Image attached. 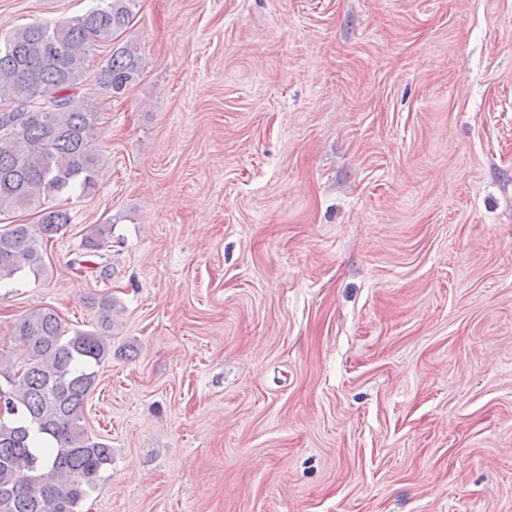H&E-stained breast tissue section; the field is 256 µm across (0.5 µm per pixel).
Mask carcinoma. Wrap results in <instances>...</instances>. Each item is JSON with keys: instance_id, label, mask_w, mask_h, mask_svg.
Listing matches in <instances>:
<instances>
[{"instance_id": "1", "label": "carcinoma", "mask_w": 512, "mask_h": 512, "mask_svg": "<svg viewBox=\"0 0 512 512\" xmlns=\"http://www.w3.org/2000/svg\"><path fill=\"white\" fill-rule=\"evenodd\" d=\"M136 0H101L51 24L31 23L0 41V213L32 210L38 224L0 226V281L39 273L44 251L71 224L50 201L96 185L101 112L78 89L88 52L116 40ZM128 45L112 49L96 74L120 98L142 76ZM112 219L85 235L70 261L81 272L112 248ZM112 295L98 297L100 329L68 331L51 309L12 325L18 351H0V512H83L112 466V445L82 424L97 367L112 358Z\"/></svg>"}]
</instances>
